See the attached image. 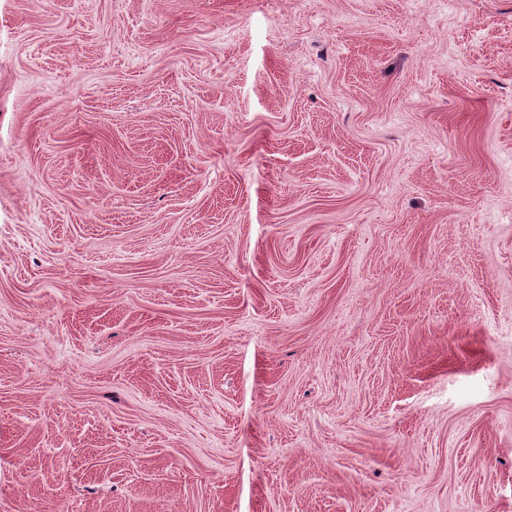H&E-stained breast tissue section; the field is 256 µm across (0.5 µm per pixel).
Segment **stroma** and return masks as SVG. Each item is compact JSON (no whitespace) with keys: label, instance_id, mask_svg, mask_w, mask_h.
Instances as JSON below:
<instances>
[{"label":"stroma","instance_id":"obj_1","mask_svg":"<svg viewBox=\"0 0 512 512\" xmlns=\"http://www.w3.org/2000/svg\"><path fill=\"white\" fill-rule=\"evenodd\" d=\"M0 512H512V0H0Z\"/></svg>","mask_w":512,"mask_h":512}]
</instances>
